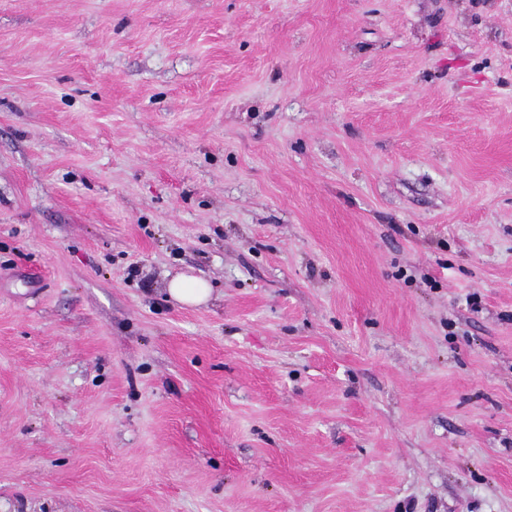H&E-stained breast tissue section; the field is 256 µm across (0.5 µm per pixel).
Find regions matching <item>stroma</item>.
<instances>
[{"instance_id":"1","label":"stroma","mask_w":512,"mask_h":512,"mask_svg":"<svg viewBox=\"0 0 512 512\" xmlns=\"http://www.w3.org/2000/svg\"><path fill=\"white\" fill-rule=\"evenodd\" d=\"M0 512H512V0H0ZM212 288L205 280L190 274H181L173 278L168 286L170 297L176 302L197 306L206 303L211 296Z\"/></svg>"}]
</instances>
